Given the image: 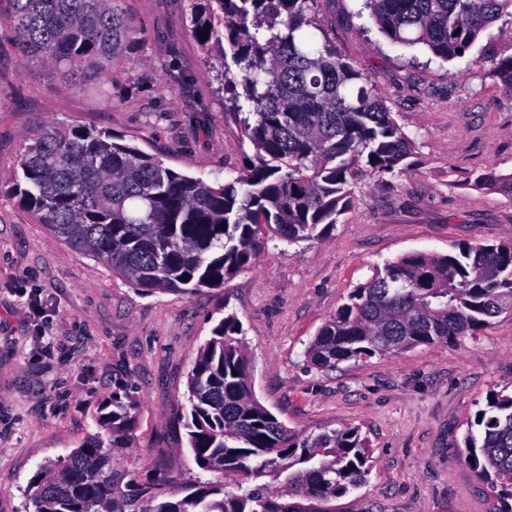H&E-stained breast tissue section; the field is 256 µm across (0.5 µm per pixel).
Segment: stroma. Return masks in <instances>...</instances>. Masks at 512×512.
Segmentation results:
<instances>
[{
	"label": "stroma",
	"mask_w": 512,
	"mask_h": 512,
	"mask_svg": "<svg viewBox=\"0 0 512 512\" xmlns=\"http://www.w3.org/2000/svg\"><path fill=\"white\" fill-rule=\"evenodd\" d=\"M135 38L117 64L112 106L47 66L24 61L0 28V512H21L30 482L99 432L117 387L138 402L121 464L189 477L198 468L177 408L197 350L235 314L258 400L288 427H359L367 483L332 512H496L463 454L487 394L512 382V314L447 346H420L330 370L306 349L373 267L412 252L512 240V201L466 188L471 174L512 173V16L464 57L435 59L390 42L360 0H316L337 53L374 81L416 149L407 172H360L353 201L320 239H269L255 266L223 285L147 293L36 223L11 192L17 160L46 124L96 128L207 183L236 178L253 155L192 34L188 0H124Z\"/></svg>",
	"instance_id": "obj_1"
}]
</instances>
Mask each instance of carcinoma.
Returning <instances> with one entry per match:
<instances>
[{"label": "carcinoma", "mask_w": 512, "mask_h": 512, "mask_svg": "<svg viewBox=\"0 0 512 512\" xmlns=\"http://www.w3.org/2000/svg\"><path fill=\"white\" fill-rule=\"evenodd\" d=\"M122 0H7L0 22L23 58L41 61L112 105L116 59L133 39ZM316 0H190L192 33L220 50L215 79L225 109L254 148L244 170L213 186L162 164L109 132L45 126L20 157L12 192L38 223L147 292L221 286L253 267L264 236L288 244L320 237L352 200V168L396 176L415 142L360 69L315 39ZM391 41L460 58L512 0H363ZM206 39H201V36ZM465 184L512 201V173H475ZM189 280H183V277ZM512 312V241L457 244L446 254L406 253L373 268L311 340L317 368L457 341ZM233 314L199 348L183 413L196 465L241 474L144 479L119 465L133 447L138 404L125 390L91 434L42 468L24 512H330L365 484L369 441L357 426L303 434L254 396L251 360ZM464 438L466 457L512 512V391L492 390ZM270 478L276 486L264 481Z\"/></svg>", "instance_id": "cac0c4a2"}]
</instances>
